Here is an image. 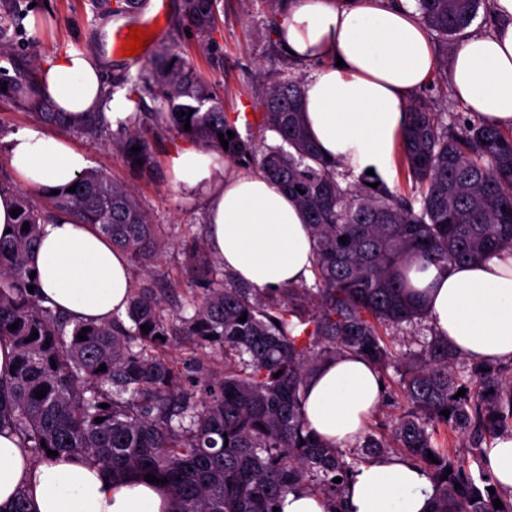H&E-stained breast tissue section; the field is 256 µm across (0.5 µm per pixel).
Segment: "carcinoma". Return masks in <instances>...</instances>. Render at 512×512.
I'll return each instance as SVG.
<instances>
[{
    "mask_svg": "<svg viewBox=\"0 0 512 512\" xmlns=\"http://www.w3.org/2000/svg\"><path fill=\"white\" fill-rule=\"evenodd\" d=\"M417 2L422 23L451 52L485 0ZM217 14V0H183V22L203 38ZM148 79L169 129L233 162L258 166L297 202L314 238L315 283L285 288L277 299L212 282L193 302V315L179 316L176 325L149 277L133 283L127 321L72 324L27 290L37 284L28 255L47 216L18 193L14 231L0 237V337L16 346L14 372L0 378V430L19 434L36 460L50 449L85 456L114 481L164 478L171 512H273L299 489L321 496L328 512H348L349 474L370 457L390 454L430 470L437 487L431 512H512L511 498L489 493L493 483L484 470L473 474L435 439L441 428L466 435L481 460L483 444L512 435V362L470 361L434 332L417 351L398 352L386 336L427 319L413 297L411 270L474 263L512 246V130L480 119L451 132L433 113L409 107L398 154L421 193L417 212L411 198L374 179L375 188L341 187L340 162L325 158L309 132L300 79L261 87L262 123L276 133L274 146L242 139L223 101L175 54H159ZM150 131L149 117L133 112L111 134L135 170L150 165ZM229 131L234 137L225 149L218 134ZM134 146L140 151L132 152ZM75 183V192L51 196L54 215L93 226L134 263L147 264L166 248L160 226L149 222L130 188L101 169L84 171ZM184 254L202 278L211 274L202 242L185 243ZM308 300L317 309L311 317ZM15 322L18 328L10 329ZM144 324L151 330L142 331ZM177 334L194 342L197 381L186 380L166 355ZM212 346L224 350V366L212 362L206 352ZM348 353L382 370L395 361L403 366L395 389L403 412L389 432L367 429L344 450L307 430L302 400L317 367ZM43 387L45 397L36 398ZM461 389L465 395L455 397ZM430 452L438 462L428 459ZM496 499L503 507L493 506Z\"/></svg>",
    "mask_w": 512,
    "mask_h": 512,
    "instance_id": "obj_1",
    "label": "carcinoma"
}]
</instances>
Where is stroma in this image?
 I'll return each instance as SVG.
<instances>
[{
  "mask_svg": "<svg viewBox=\"0 0 512 512\" xmlns=\"http://www.w3.org/2000/svg\"><path fill=\"white\" fill-rule=\"evenodd\" d=\"M166 11L160 36L148 54L161 49L177 54L224 101V110L235 123L242 138L257 134L263 108L258 97L259 84L284 78H306L313 65L291 60L278 43L272 27L280 15L281 0H220L218 21L209 42L187 32L181 21L182 0H165ZM14 15L6 31L0 32V80L18 86L14 97H0V138L27 125L39 116L28 107L35 97L29 71L37 70L48 53L74 50L93 55L104 64L107 87L121 96L133 97L140 111H154L159 102L147 84V64H132L130 59L113 54L104 39L103 29L111 19L101 0H17ZM413 104L438 114L444 121L463 125L476 121L451 94L444 69L413 93ZM48 132L67 136L74 147L85 152L92 167L105 169L116 182L130 187L147 212L151 223L162 225L167 248L149 270L133 267L134 279L151 273L172 293L167 309L173 314L192 315V298L202 294L204 281L187 267L182 254L184 241L206 236L203 205L178 182L169 165L173 151L187 145V137L165 127L149 135L154 156L151 170L131 169L108 138L92 139L60 119L47 122Z\"/></svg>",
  "mask_w": 512,
  "mask_h": 512,
  "instance_id": "stroma-1",
  "label": "stroma"
}]
</instances>
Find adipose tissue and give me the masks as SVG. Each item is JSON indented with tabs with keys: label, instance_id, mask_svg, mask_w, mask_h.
<instances>
[{
	"label": "adipose tissue",
	"instance_id": "adipose-tissue-1",
	"mask_svg": "<svg viewBox=\"0 0 512 512\" xmlns=\"http://www.w3.org/2000/svg\"><path fill=\"white\" fill-rule=\"evenodd\" d=\"M498 25L472 36L449 58L452 95L470 112L512 128V0H492ZM276 38L298 62L325 60L304 83L310 132L323 155L354 175L373 171L388 180L405 127L409 100L437 69V57L418 13L390 0H299L285 10ZM341 58L343 67L333 65ZM99 59L66 51L46 56L35 82L63 119L81 125L104 111L126 120L102 82ZM4 142L22 184L48 193L71 184L89 158L40 126L17 130ZM171 168L203 203L209 250L237 282L275 293L308 278L315 247L295 201L262 173L220 175L211 153L188 146ZM39 276L40 302L72 322H111L125 313L132 275L125 254L85 224H44L28 257ZM416 289L436 332L459 354L478 362L512 360V247L482 261L421 274ZM378 371L348 354L323 362L309 377L302 402L311 431L331 445H353L381 398ZM485 468L497 488L512 495V436L495 438ZM435 487L429 471L402 456L358 466L346 492L350 512H430ZM28 512H167L163 485L135 476L114 482L93 461L60 454L32 460L20 436L0 432V512L18 497Z\"/></svg>",
	"mask_w": 512,
	"mask_h": 512
}]
</instances>
